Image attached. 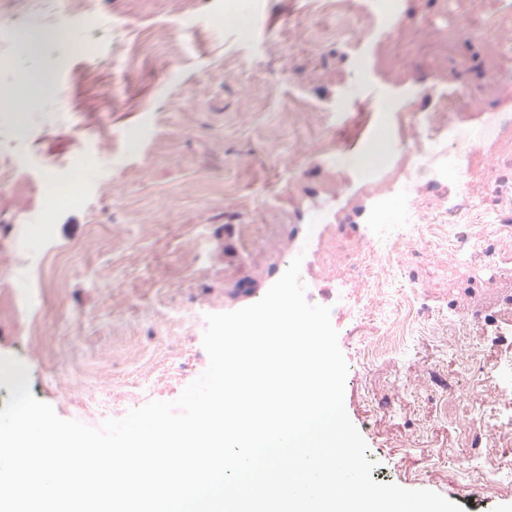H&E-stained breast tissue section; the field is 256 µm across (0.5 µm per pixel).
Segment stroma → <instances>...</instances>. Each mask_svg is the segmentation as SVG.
Wrapping results in <instances>:
<instances>
[{
	"label": "stroma",
	"instance_id": "35a3bbf8",
	"mask_svg": "<svg viewBox=\"0 0 512 512\" xmlns=\"http://www.w3.org/2000/svg\"><path fill=\"white\" fill-rule=\"evenodd\" d=\"M479 16L497 0H348L371 13L339 41L336 19L317 0H95L105 23L72 36L39 34L22 0H0V143L23 161L21 176L64 175L68 160L91 163L73 187L80 201L53 203V221L31 224L21 262L0 263V356L21 360L33 395L64 419L99 426L151 400L176 399L208 365L202 346L209 313L260 300L295 256L310 303L331 309L348 364L347 413L377 463L374 481L427 489L464 512H512V439L493 454L490 480L465 463L464 431L484 407L478 380L498 386L501 422L512 420V306L505 286L467 288L449 276L451 254H404L422 283L423 313L403 345L382 336L399 285L357 315L337 308L348 292L335 269L311 277L326 245L355 248L358 224L314 226V206L339 213L367 205L362 184L343 172L387 165L395 148L392 115L468 87L461 121L478 129L496 112L511 123L500 142L481 144L474 177L498 185L475 212L512 210V86L487 73L512 28L448 45L423 19L445 10ZM392 26L410 70H388L385 26ZM34 38L29 54L21 39ZM21 98L23 108L11 101ZM33 293L29 335L11 286ZM471 308L484 314L465 337L448 324Z\"/></svg>",
	"mask_w": 512,
	"mask_h": 512
}]
</instances>
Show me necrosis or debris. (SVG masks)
Masks as SVG:
<instances>
[{
    "instance_id": "obj_1",
    "label": "necrosis or debris",
    "mask_w": 512,
    "mask_h": 512,
    "mask_svg": "<svg viewBox=\"0 0 512 512\" xmlns=\"http://www.w3.org/2000/svg\"><path fill=\"white\" fill-rule=\"evenodd\" d=\"M477 24L489 31L511 26L512 6L484 13L474 21L448 19L443 34L453 43L468 40ZM466 102L467 97L462 94L451 102L440 100L428 112L396 114L395 136L403 150L389 168L377 171L366 183L369 206L362 214V221L378 225L379 231L363 239L353 254L341 257L351 285L367 283L379 291L400 279L407 281L409 287H418V280L399 258L408 245L425 237L435 247L453 255L451 273L459 283L495 285L512 271L500 257L502 242L512 238L511 218L482 224L476 232L461 229L463 217L473 211L474 198L489 191L487 184L471 179L475 146L467 141V129L460 126L454 129L458 142L463 145L457 155L437 165L431 162L447 127L449 106L458 107ZM422 180L440 191L436 211H428L413 197L416 183ZM381 256L389 259L390 265L380 272L376 262Z\"/></svg>"
}]
</instances>
